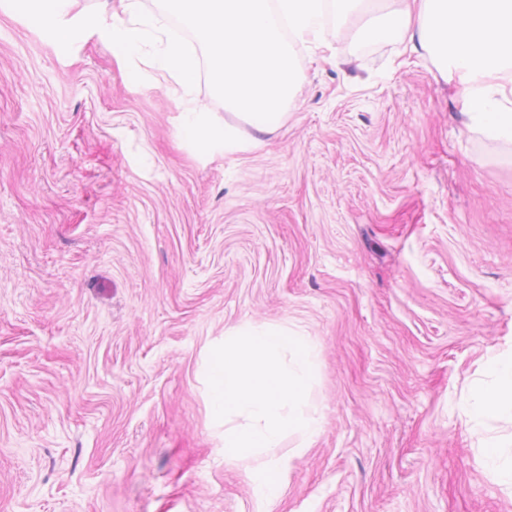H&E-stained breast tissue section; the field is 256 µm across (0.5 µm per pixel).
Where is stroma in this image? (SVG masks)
Listing matches in <instances>:
<instances>
[{
	"mask_svg": "<svg viewBox=\"0 0 512 512\" xmlns=\"http://www.w3.org/2000/svg\"><path fill=\"white\" fill-rule=\"evenodd\" d=\"M326 14L260 131L100 28L0 0V512H512L474 390L512 355V140L428 53ZM208 105L242 147L178 129ZM282 324L319 352L311 447L268 499L224 462L212 349ZM31 6L32 18L37 23L50 30L59 39H70L77 31L89 26L83 22L80 13L73 14L77 23H65L63 17L71 14L79 0H28Z\"/></svg>",
	"mask_w": 512,
	"mask_h": 512,
	"instance_id": "1",
	"label": "stroma"
}]
</instances>
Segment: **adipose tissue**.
<instances>
[{
	"label": "adipose tissue",
	"instance_id": "ef3b65f1",
	"mask_svg": "<svg viewBox=\"0 0 512 512\" xmlns=\"http://www.w3.org/2000/svg\"><path fill=\"white\" fill-rule=\"evenodd\" d=\"M32 18L56 37L68 39L82 23L65 22L79 0H28ZM167 12L192 32L209 58L217 98L261 130L271 129L295 94L294 44L322 51L321 18H361L369 40L401 41L434 54L446 73L465 85L472 124L512 139V0H396L395 7L366 8L365 0H165ZM154 20L129 23L113 18L106 26L118 63L145 55ZM152 67L177 75L191 88L195 57L167 40L152 56ZM183 135L200 139L212 153L237 148L231 130L213 126L208 108L192 104L179 116ZM492 388L476 391L473 409L482 418L512 411V357L496 364Z\"/></svg>",
	"mask_w": 512,
	"mask_h": 512
}]
</instances>
